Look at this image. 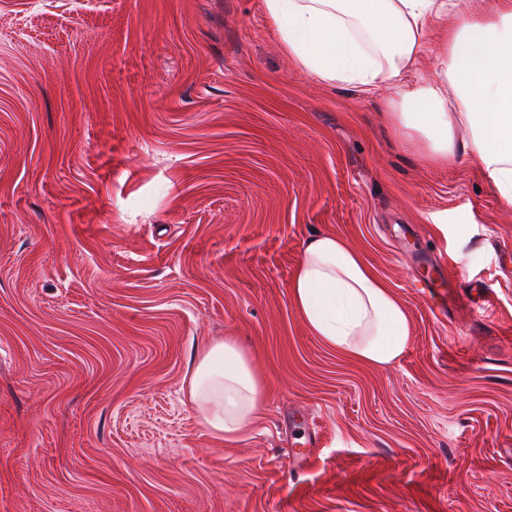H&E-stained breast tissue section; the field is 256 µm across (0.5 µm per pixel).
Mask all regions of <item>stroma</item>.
<instances>
[{"label": "stroma", "mask_w": 512, "mask_h": 512, "mask_svg": "<svg viewBox=\"0 0 512 512\" xmlns=\"http://www.w3.org/2000/svg\"><path fill=\"white\" fill-rule=\"evenodd\" d=\"M318 231L406 308L398 360L296 312ZM227 336L264 377L231 441L184 387ZM0 512H512V207L262 0H0Z\"/></svg>", "instance_id": "1"}]
</instances>
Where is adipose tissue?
<instances>
[{
	"instance_id": "ef3b65f1",
	"label": "adipose tissue",
	"mask_w": 512,
	"mask_h": 512,
	"mask_svg": "<svg viewBox=\"0 0 512 512\" xmlns=\"http://www.w3.org/2000/svg\"><path fill=\"white\" fill-rule=\"evenodd\" d=\"M272 30L311 79L366 94L388 89L389 117L429 164L467 153L512 205V0H263ZM441 71L421 67L427 39ZM325 345L369 365L399 359L412 336L402 303L344 238L310 236L290 283ZM264 381L233 339L196 356L188 401L212 435H244Z\"/></svg>"
}]
</instances>
